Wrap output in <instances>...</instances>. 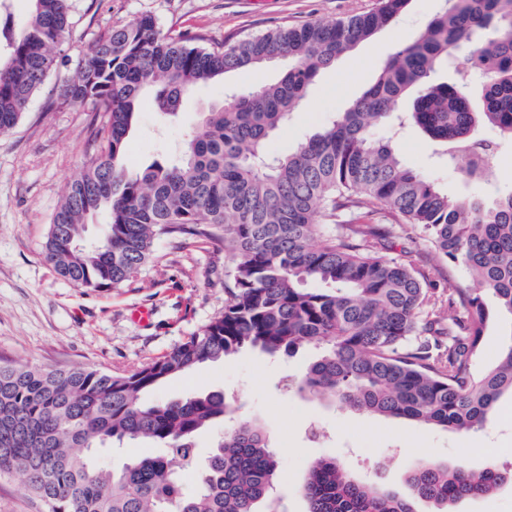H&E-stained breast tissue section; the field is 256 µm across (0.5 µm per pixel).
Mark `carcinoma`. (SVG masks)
<instances>
[{
  "label": "carcinoma",
  "mask_w": 512,
  "mask_h": 512,
  "mask_svg": "<svg viewBox=\"0 0 512 512\" xmlns=\"http://www.w3.org/2000/svg\"><path fill=\"white\" fill-rule=\"evenodd\" d=\"M409 3L376 0L331 24L279 26L212 47L187 33L165 35L141 14L112 27L78 61L62 98L103 114L100 149L65 189L45 261L79 288H112L153 258L156 238L190 235L224 248L230 285L223 312L146 366L114 374L0 365V474L19 475L46 512H261L263 505L273 512L280 463L260 423L234 418L220 391L143 402L172 378L244 347L278 357L312 346L299 392L448 431L482 427L512 393V329L498 364L471 371L487 322L512 320V192L451 200L373 134L413 92L410 119L466 179H481L483 165L470 159L484 144L475 128L490 126L512 141V0H448L332 122L285 155L268 151L320 71ZM70 25L71 0H31L22 29L0 13V134L21 121ZM461 50L483 75L475 99L432 81ZM281 61L288 68L277 83L201 113L176 159L126 172L144 101L174 116L198 86ZM101 213L104 231L91 240L85 226ZM408 227L469 274L468 287L448 292L445 321L420 270L380 254ZM223 419L230 426L188 492L183 470L194 439ZM116 444L163 453L118 471L95 467L94 451ZM508 481L512 471L494 462L473 471L421 459L407 471L405 495L363 483L324 457L310 465L301 493L306 512H414L416 499L453 512Z\"/></svg>",
  "instance_id": "1"
}]
</instances>
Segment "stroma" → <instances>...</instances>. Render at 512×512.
I'll return each mask as SVG.
<instances>
[{
    "label": "stroma",
    "mask_w": 512,
    "mask_h": 512,
    "mask_svg": "<svg viewBox=\"0 0 512 512\" xmlns=\"http://www.w3.org/2000/svg\"><path fill=\"white\" fill-rule=\"evenodd\" d=\"M374 0H72L73 28L59 61L34 95L18 126L0 134V364L42 369L92 367L120 373L152 363L224 309V251L191 237L158 239L154 259L133 278L107 290L76 287L45 261L43 247L69 179L99 149L98 113L63 103L62 90L79 58L136 16L153 15L165 33L186 31L204 45L304 22L331 23L372 7ZM446 6L445 0H411L389 26L362 42L317 76L285 128L269 142L283 155L332 121L377 78L390 55L414 41ZM277 65L226 74L223 82L196 88L180 113L166 118L143 107L127 144V169L167 158L184 143L199 113L223 103L229 91L276 83ZM400 160L435 180L449 198L490 199L512 190V143L497 140L483 181H466L440 156V147L412 123L381 126ZM387 257L411 259L440 296L469 277L425 247L417 231L394 242ZM140 307L148 322L133 319ZM310 349L272 359L243 349L221 362L171 380L145 402L188 393L224 391L235 415L264 426L279 455L273 497L279 512H305L299 483L309 465L333 456L363 482L405 490L406 473L420 455L473 470L489 461L512 466V396L503 395L482 428L453 432L403 418L376 417L327 400L283 389V379L304 371Z\"/></svg>",
    "instance_id": "stroma-1"
}]
</instances>
